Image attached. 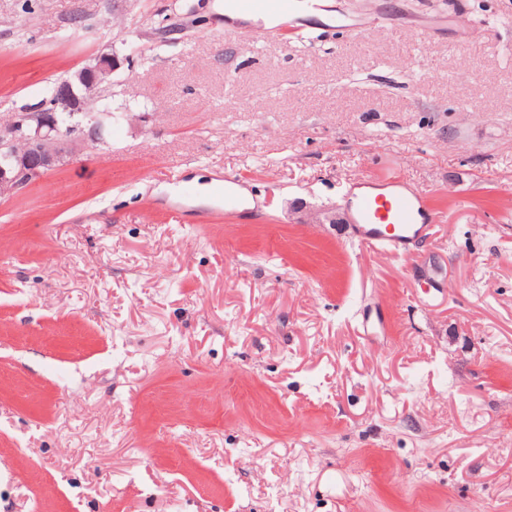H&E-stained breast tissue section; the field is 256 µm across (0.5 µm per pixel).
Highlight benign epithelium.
<instances>
[{
	"label": "benign epithelium",
	"instance_id": "obj_1",
	"mask_svg": "<svg viewBox=\"0 0 512 512\" xmlns=\"http://www.w3.org/2000/svg\"><path fill=\"white\" fill-rule=\"evenodd\" d=\"M117 66L112 52L102 49L55 88L50 109L21 112L0 128V197L19 191L88 145L104 141L112 113L89 111L87 96L100 93Z\"/></svg>",
	"mask_w": 512,
	"mask_h": 512
}]
</instances>
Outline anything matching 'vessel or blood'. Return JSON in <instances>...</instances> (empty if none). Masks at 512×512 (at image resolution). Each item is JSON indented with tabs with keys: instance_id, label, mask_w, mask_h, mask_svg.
Masks as SVG:
<instances>
[{
	"instance_id": "1",
	"label": "vessel or blood",
	"mask_w": 512,
	"mask_h": 512,
	"mask_svg": "<svg viewBox=\"0 0 512 512\" xmlns=\"http://www.w3.org/2000/svg\"><path fill=\"white\" fill-rule=\"evenodd\" d=\"M231 10L252 17H292L305 8H317V0H226ZM380 193L365 194L349 203L354 234L359 245L404 255L414 240L427 235L438 215L425 198L409 191L398 176L379 182Z\"/></svg>"
}]
</instances>
